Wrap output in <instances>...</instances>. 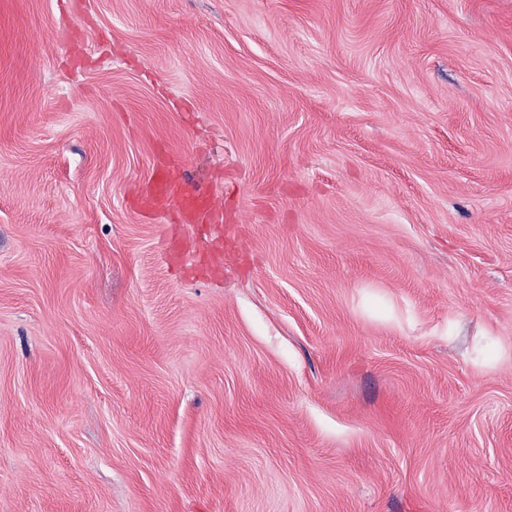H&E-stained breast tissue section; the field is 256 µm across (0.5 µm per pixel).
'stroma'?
I'll return each instance as SVG.
<instances>
[{
  "label": "stroma",
  "instance_id": "35a3bbf8",
  "mask_svg": "<svg viewBox=\"0 0 512 512\" xmlns=\"http://www.w3.org/2000/svg\"><path fill=\"white\" fill-rule=\"evenodd\" d=\"M0 512H512V0H0ZM173 202L178 204L180 219L187 224H201L204 230L214 229L219 232L213 253L215 258L211 268L216 273L224 272V210L211 196H204L187 189L184 183L173 178L169 171L157 173L149 180L138 194L140 209L159 215L171 212Z\"/></svg>",
  "mask_w": 512,
  "mask_h": 512
}]
</instances>
